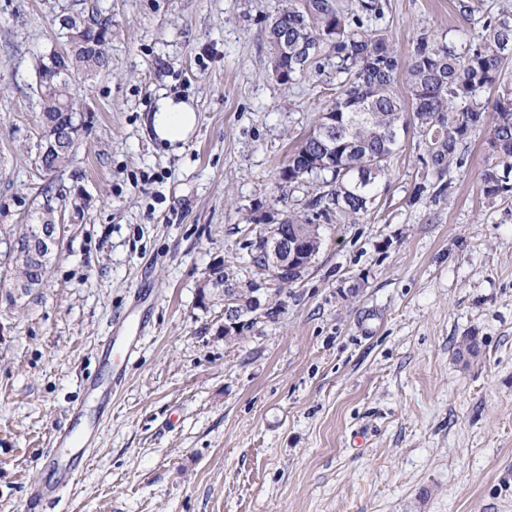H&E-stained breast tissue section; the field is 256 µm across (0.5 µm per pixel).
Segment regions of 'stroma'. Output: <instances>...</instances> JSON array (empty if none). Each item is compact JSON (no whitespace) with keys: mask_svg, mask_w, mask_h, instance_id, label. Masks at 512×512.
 Returning a JSON list of instances; mask_svg holds the SVG:
<instances>
[{"mask_svg":"<svg viewBox=\"0 0 512 512\" xmlns=\"http://www.w3.org/2000/svg\"><path fill=\"white\" fill-rule=\"evenodd\" d=\"M458 2L381 0L378 26L405 58L419 33L475 37L512 13L468 0L467 20ZM278 3L0 0V232L46 202L71 226L44 288L11 304L0 287V512H24L142 290L112 415L43 512H512V196L483 193V138L440 177L408 130L368 210L324 224L301 280L263 283L271 312L241 335L222 334L223 297L200 300L221 264L249 290L248 241L313 196L279 173L334 97L336 59L273 75ZM94 10L109 67L76 77L88 129L46 176L39 61L65 43L58 13ZM162 94L198 114L176 152L145 124Z\"/></svg>","mask_w":512,"mask_h":512,"instance_id":"obj_1","label":"stroma"}]
</instances>
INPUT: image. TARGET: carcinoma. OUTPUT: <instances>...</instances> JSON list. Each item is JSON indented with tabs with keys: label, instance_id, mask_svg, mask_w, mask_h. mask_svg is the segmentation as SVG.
I'll return each mask as SVG.
<instances>
[{
	"label": "carcinoma",
	"instance_id": "cac0c4a2",
	"mask_svg": "<svg viewBox=\"0 0 512 512\" xmlns=\"http://www.w3.org/2000/svg\"><path fill=\"white\" fill-rule=\"evenodd\" d=\"M383 14L380 0H356L347 12L337 0H303L302 7L283 8L268 17L273 69H285L288 80L321 53L336 58V97L319 115L316 129L292 151L280 179L303 183L314 176L331 188L309 202L313 215L331 220L355 219L367 211L377 183L386 176L389 158L400 145L392 135L400 124L413 126L426 153L425 165L439 175L465 164L464 146L484 137L491 165L483 174V192L502 195L500 177L512 175V91L497 94L485 110L483 94L497 87L502 65L512 58V14L501 12L482 24L479 38L459 48L422 33L403 60L392 42L371 22ZM93 28L73 44L70 60L87 76L106 67L105 48L112 20L89 13ZM48 96L41 98L40 118L65 124L77 110L71 85L42 76ZM406 86V97L398 84ZM67 145L45 159L56 172L70 160ZM379 173L372 176L370 166ZM46 273L31 259L11 265V280L37 284Z\"/></svg>",
	"mask_w": 512,
	"mask_h": 512
}]
</instances>
